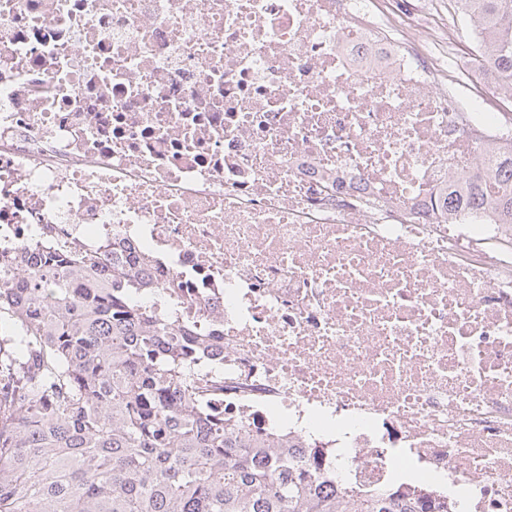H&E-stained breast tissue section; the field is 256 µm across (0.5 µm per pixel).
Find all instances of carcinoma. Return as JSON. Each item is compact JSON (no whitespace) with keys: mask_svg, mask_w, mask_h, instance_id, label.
I'll list each match as a JSON object with an SVG mask.
<instances>
[{"mask_svg":"<svg viewBox=\"0 0 512 512\" xmlns=\"http://www.w3.org/2000/svg\"><path fill=\"white\" fill-rule=\"evenodd\" d=\"M495 89L512 97V0H456ZM448 214L512 224V144L447 194ZM0 284V512H418L394 490L353 496L294 466L289 449L242 435L201 393L203 341L129 299L78 254L30 252Z\"/></svg>","mask_w":512,"mask_h":512,"instance_id":"obj_1","label":"carcinoma"}]
</instances>
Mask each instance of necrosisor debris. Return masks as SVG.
Here are the masks:
<instances>
[{
    "instance_id": "obj_1",
    "label": "necrosis or debris",
    "mask_w": 512,
    "mask_h": 512,
    "mask_svg": "<svg viewBox=\"0 0 512 512\" xmlns=\"http://www.w3.org/2000/svg\"><path fill=\"white\" fill-rule=\"evenodd\" d=\"M372 0H0V283L126 256L207 340L212 412L351 494L512 512V226L448 190L512 143Z\"/></svg>"
}]
</instances>
